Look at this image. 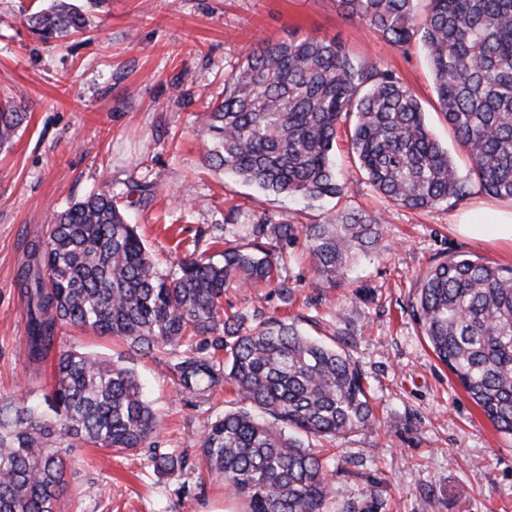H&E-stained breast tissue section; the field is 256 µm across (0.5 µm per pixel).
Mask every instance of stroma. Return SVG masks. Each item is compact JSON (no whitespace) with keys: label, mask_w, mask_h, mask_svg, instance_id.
Wrapping results in <instances>:
<instances>
[{"label":"stroma","mask_w":512,"mask_h":512,"mask_svg":"<svg viewBox=\"0 0 512 512\" xmlns=\"http://www.w3.org/2000/svg\"><path fill=\"white\" fill-rule=\"evenodd\" d=\"M45 0H0V99H24L27 118L0 148V396H41L52 367L26 356L25 304L18 273L56 212L106 189L160 269L197 250L215 253V237L248 225L319 224L339 210L383 211L374 256L335 287L320 283L303 234L284 248L280 275L293 290L282 303L268 287L231 288L228 314L261 310L298 319L303 332L336 346L361 372L375 423L327 449L331 494L325 512H512V436L498 431L434 356L411 304L423 275L448 256L466 254L512 265V248L460 235L457 218L492 223L512 207L472 191L455 206L412 210L374 190L348 148V124L336 138L346 190L313 206L265 195L211 168L196 120L224 94V81L262 43L291 34L336 38L358 58L395 70L418 96L426 121L460 168L468 162L440 114L419 44L408 52L379 38L336 0H104L80 33L50 43L24 25ZM58 347L122 357L139 375L161 426L160 451L195 452L216 416L239 409L237 396L178 390L158 361L129 355L109 336L73 327ZM70 481L79 495L59 512H242L218 482L197 474L158 477L145 453L78 448Z\"/></svg>","instance_id":"1"}]
</instances>
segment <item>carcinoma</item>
Returning <instances> with one entry per match:
<instances>
[{
    "mask_svg": "<svg viewBox=\"0 0 512 512\" xmlns=\"http://www.w3.org/2000/svg\"><path fill=\"white\" fill-rule=\"evenodd\" d=\"M388 43L418 40L438 107L470 166L431 133L416 94L398 74L358 61L338 40L292 34L250 52L202 113L205 160L271 195L338 198L336 129L355 115L351 148L375 190L408 209L453 206L476 186L512 201V0H336ZM25 22L45 42L81 32L85 14L53 0ZM25 107L0 102V147ZM381 214L341 210L303 227L314 273L334 285L358 255L376 252ZM294 224H256L224 239L220 259L191 252L163 272L133 224L100 192L57 214L32 244L19 285L26 353L40 365L73 325L118 337L130 351L165 360L178 388L203 394L230 385L249 407L210 423L200 440L209 474L246 512H324V459L310 439L333 441L374 424L360 371L297 321L224 317V291L265 283L291 301L279 254ZM413 316L433 353L501 432L512 435V267L452 257L421 279ZM159 420L135 370L122 361L61 350L43 401L0 397V512H58L69 491L61 449L135 452ZM154 472L181 476L183 452L148 456Z\"/></svg>",
    "mask_w": 512,
    "mask_h": 512,
    "instance_id": "1",
    "label": "carcinoma"
}]
</instances>
